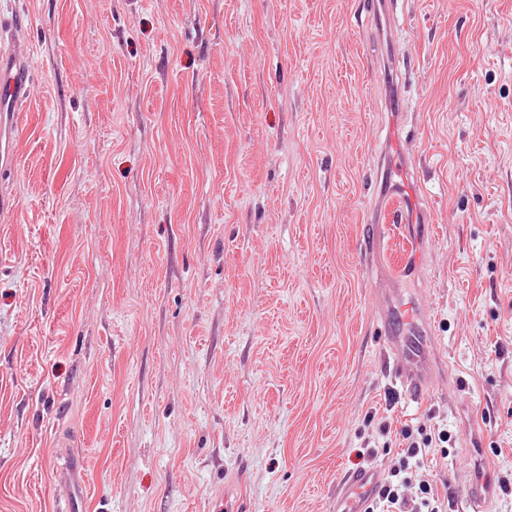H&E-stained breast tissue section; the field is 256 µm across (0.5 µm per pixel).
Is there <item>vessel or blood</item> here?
<instances>
[{
    "instance_id": "vessel-or-blood-1",
    "label": "vessel or blood",
    "mask_w": 512,
    "mask_h": 512,
    "mask_svg": "<svg viewBox=\"0 0 512 512\" xmlns=\"http://www.w3.org/2000/svg\"><path fill=\"white\" fill-rule=\"evenodd\" d=\"M400 0H363V10L371 16L391 22L398 12ZM28 26L26 14H15L4 30L11 36L9 50L0 52V171L14 169L17 157L21 112L29 101L32 84L30 48L25 37ZM405 80H398L396 94L389 106L392 138L390 150L380 165L379 195L385 198L387 221L407 224L418 219L420 224L430 222L428 203L418 192V181L407 164L406 139L399 129L405 110ZM423 235L413 237V246L395 274L400 278L413 277L423 254ZM395 318H383L380 333L384 347L393 355L392 379L412 400L433 395L428 375L423 370L432 333L424 316L423 304L417 296L398 297ZM59 488L64 506L62 512H84L86 508L85 460L79 455H68L58 470ZM382 474L377 468H363L346 474L336 497V512H368L377 494ZM493 499V482L479 475L468 479L467 494L461 500L458 512H489Z\"/></svg>"
}]
</instances>
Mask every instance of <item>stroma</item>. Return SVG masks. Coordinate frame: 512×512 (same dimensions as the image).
Masks as SVG:
<instances>
[{
	"instance_id": "1",
	"label": "stroma",
	"mask_w": 512,
	"mask_h": 512,
	"mask_svg": "<svg viewBox=\"0 0 512 512\" xmlns=\"http://www.w3.org/2000/svg\"><path fill=\"white\" fill-rule=\"evenodd\" d=\"M361 0H0L33 83L0 187V512H334L343 475L448 426L512 512V0H404V130L433 232L416 279L455 406L385 372L387 260L361 252L388 133ZM393 434L381 435L378 418ZM59 488L64 506L62 512H84L86 509V470L82 456L69 454L58 468Z\"/></svg>"
}]
</instances>
